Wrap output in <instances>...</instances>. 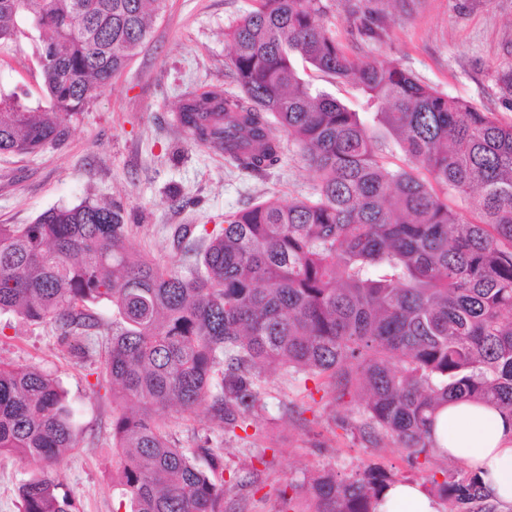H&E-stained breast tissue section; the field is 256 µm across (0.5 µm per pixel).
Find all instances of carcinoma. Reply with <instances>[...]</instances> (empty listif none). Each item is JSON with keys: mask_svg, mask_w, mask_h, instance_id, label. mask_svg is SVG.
Masks as SVG:
<instances>
[{"mask_svg": "<svg viewBox=\"0 0 512 512\" xmlns=\"http://www.w3.org/2000/svg\"><path fill=\"white\" fill-rule=\"evenodd\" d=\"M162 0H22L0 9V49L49 36L41 90L50 107L0 90V152L61 140L96 87L130 64ZM364 41L388 34L376 0H354ZM322 0H257L227 33L235 90L179 107L195 145L241 170L276 165L287 136L315 192L253 204L224 220L183 272L126 246L121 208L84 201L0 224V312L49 322L63 341L101 326L112 306L114 512H224L244 485L224 479L219 448H180L163 414L204 404L224 435L247 431L263 376L359 393L342 422L372 447L390 439L435 456L434 419L450 400L512 416V124L421 82L394 63L352 57L325 26ZM352 82L356 109L317 90L298 63ZM398 153L392 166L387 153ZM464 209L448 205V191ZM78 441L59 382L0 363V454L41 469L20 486L22 512H79L48 470ZM430 475L448 512H497L472 471ZM393 479L377 464L322 469L280 512H375Z\"/></svg>", "mask_w": 512, "mask_h": 512, "instance_id": "carcinoma-1", "label": "carcinoma"}]
</instances>
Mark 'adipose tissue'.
I'll return each mask as SVG.
<instances>
[{"instance_id":"1","label":"adipose tissue","mask_w":512,"mask_h":512,"mask_svg":"<svg viewBox=\"0 0 512 512\" xmlns=\"http://www.w3.org/2000/svg\"><path fill=\"white\" fill-rule=\"evenodd\" d=\"M433 439L439 456L479 473L489 501L512 508V417L490 404L452 401L439 409ZM375 509L442 512V505L419 485L396 483Z\"/></svg>"}]
</instances>
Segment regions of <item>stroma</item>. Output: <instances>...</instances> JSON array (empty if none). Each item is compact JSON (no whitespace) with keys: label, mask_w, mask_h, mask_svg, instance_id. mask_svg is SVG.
<instances>
[{"label":"stroma","mask_w":512,"mask_h":512,"mask_svg":"<svg viewBox=\"0 0 512 512\" xmlns=\"http://www.w3.org/2000/svg\"><path fill=\"white\" fill-rule=\"evenodd\" d=\"M327 24L349 54L397 63L422 82L512 123V101L497 78L512 70V0H398L381 42L351 34L348 0H323ZM256 0H166L150 36L89 108L66 123L63 140L42 150L0 155V224H29L57 206L116 204L129 226L127 245L164 267H179L188 247L206 244L227 216L272 198L287 203L313 193L316 175L296 151L262 175L238 169L223 154L190 142L176 121L180 100L212 86L229 88L226 33ZM0 85L42 98L36 43L0 51ZM96 314L100 329L85 337V358L72 355L54 327L0 314V361L31 365L55 377L74 411L77 447L49 471L79 512H113L112 393L97 376L112 336V309ZM253 430L257 446L225 438L205 408L172 413L179 447L208 441L224 451L228 470L249 479L225 499L226 512H278V493L329 467L351 473L381 464L394 480L427 485L430 474L455 468L440 458L410 463L392 443L374 448L343 430L350 404L332 402L315 382H269ZM34 465L0 455V512H21L19 488Z\"/></svg>","instance_id":"stroma-1"}]
</instances>
